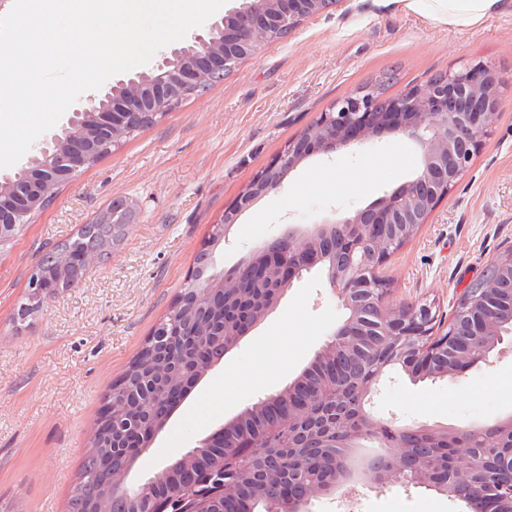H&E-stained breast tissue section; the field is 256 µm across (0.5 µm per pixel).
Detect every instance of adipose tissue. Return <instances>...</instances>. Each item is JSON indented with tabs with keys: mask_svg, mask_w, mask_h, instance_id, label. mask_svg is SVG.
I'll list each match as a JSON object with an SVG mask.
<instances>
[{
	"mask_svg": "<svg viewBox=\"0 0 512 512\" xmlns=\"http://www.w3.org/2000/svg\"><path fill=\"white\" fill-rule=\"evenodd\" d=\"M409 12L427 20L459 28H469L497 13L502 0H398Z\"/></svg>",
	"mask_w": 512,
	"mask_h": 512,
	"instance_id": "1",
	"label": "adipose tissue"
}]
</instances>
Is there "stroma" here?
Listing matches in <instances>:
<instances>
[{
  "instance_id": "obj_1",
  "label": "stroma",
  "mask_w": 512,
  "mask_h": 512,
  "mask_svg": "<svg viewBox=\"0 0 512 512\" xmlns=\"http://www.w3.org/2000/svg\"><path fill=\"white\" fill-rule=\"evenodd\" d=\"M481 64L502 81L489 135L447 197L379 273L393 305L429 304L449 320L466 288L512 246V0L479 25H435L393 0H338L286 38L267 44L223 82L185 100L154 126L80 169L13 243L0 250V512H67L103 398L183 288L213 224L257 173L334 101L394 71L395 97L434 76ZM420 146L397 133L316 155L243 211L217 263L232 268L264 241L348 215L411 180ZM134 208L119 247L76 286L56 292L24 322L14 314L43 254L91 223L113 199ZM346 317L318 266L206 373L136 461L128 484L157 473L258 400L293 383ZM263 383L249 375L271 337ZM401 425L465 429L512 416V332L456 379H416L387 368L366 406ZM361 488L308 512H468L423 488Z\"/></svg>"
}]
</instances>
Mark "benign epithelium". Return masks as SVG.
<instances>
[{"label": "benign epithelium", "instance_id": "7a95c632", "mask_svg": "<svg viewBox=\"0 0 512 512\" xmlns=\"http://www.w3.org/2000/svg\"><path fill=\"white\" fill-rule=\"evenodd\" d=\"M323 0H243L242 5L213 23L208 31L183 45L160 55L150 73L121 80L101 95H89L71 110L62 129L68 136L62 141L54 132L40 141L36 169L58 175L59 165L68 164L74 173L98 162L104 152L94 146L99 128L119 135L132 126L133 117L145 107L153 116L166 115L192 95L205 78L206 71L224 67L233 70L240 62L256 55L268 42L281 39L285 31L303 20L324 12ZM500 79L482 65L462 71H450L425 87L405 91L396 98L378 94L369 85L355 94L336 101L321 113L317 125L288 143L285 154L270 167L288 162L294 171L315 154H331L339 149L364 145L384 132H397L419 143L421 166L416 176L391 193L344 217H326L306 234L290 231L254 248L237 265V271L252 275L272 266L278 272L283 293L303 272L321 265L327 269L329 286L340 306L346 310L343 323L332 333V340L315 360H331L343 354L372 353L369 336L378 332L386 351L381 360L371 364L367 384L357 388L350 399L365 407L369 395L379 384L385 369L399 365L418 367L433 377H457L466 367L484 360L502 338V326L485 319H473L499 293L491 282L463 292L457 310L446 329L433 335L436 323L432 308L426 304L397 306L386 302L388 288L377 275L389 255L405 245L427 223L431 199L447 195L460 176L469 168L476 151L488 135L500 103ZM279 185L260 172L238 200L236 212L250 207ZM335 230L342 243L336 252L323 247L324 231ZM54 295L42 280L37 268L28 278V298L42 305ZM278 298L266 303L246 328L234 332L225 344L232 349L249 328L260 322L277 304ZM483 337L487 345L479 351L470 347V339ZM307 386L308 395L317 400L332 396L333 390L322 380H308L301 375L288 386V418H293L297 387ZM374 437L391 452L370 459L366 465L369 488L393 479L403 458L413 457L416 486L432 489L453 500L464 502L470 512H501L505 501H512V479L495 484L489 493L474 491L473 471L459 468L451 478L439 475L441 468L430 448L413 451L408 438L422 434L432 441L451 438L457 430L427 424L397 425L374 421ZM480 433L512 434V418L496 420L475 428ZM351 478L341 463H336L334 481L304 499L290 494L273 500L268 512H279L288 504L291 512L320 495L350 487ZM224 485L211 479V465L198 468L196 483L187 489L191 494L188 512H217L216 506Z\"/></svg>", "mask_w": 512, "mask_h": 512}]
</instances>
